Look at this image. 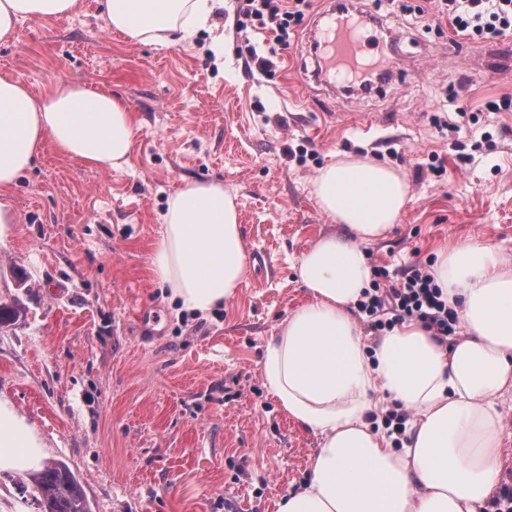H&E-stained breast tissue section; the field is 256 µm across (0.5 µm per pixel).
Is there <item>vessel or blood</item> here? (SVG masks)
<instances>
[{
    "label": "vessel or blood",
    "mask_w": 512,
    "mask_h": 512,
    "mask_svg": "<svg viewBox=\"0 0 512 512\" xmlns=\"http://www.w3.org/2000/svg\"><path fill=\"white\" fill-rule=\"evenodd\" d=\"M317 76L335 75L348 81L371 68L390 74L401 68L390 33L365 9H354L334 0L320 17L309 43Z\"/></svg>",
    "instance_id": "obj_1"
}]
</instances>
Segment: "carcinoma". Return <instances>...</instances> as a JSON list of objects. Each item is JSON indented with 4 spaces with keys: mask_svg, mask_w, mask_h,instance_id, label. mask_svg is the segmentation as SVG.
Listing matches in <instances>:
<instances>
[{
    "mask_svg": "<svg viewBox=\"0 0 512 512\" xmlns=\"http://www.w3.org/2000/svg\"><path fill=\"white\" fill-rule=\"evenodd\" d=\"M29 477L40 493L42 512H88L84 490L65 463L49 462Z\"/></svg>",
    "mask_w": 512,
    "mask_h": 512,
    "instance_id": "carcinoma-1",
    "label": "carcinoma"
}]
</instances>
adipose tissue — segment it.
I'll list each match as a JSON object with an SVG mask.
<instances>
[{
  "mask_svg": "<svg viewBox=\"0 0 512 512\" xmlns=\"http://www.w3.org/2000/svg\"><path fill=\"white\" fill-rule=\"evenodd\" d=\"M78 0H0V44L27 19L75 11ZM213 0H100L109 30L136 42H169L206 21ZM137 122L119 96L60 83L43 98L0 77V237L17 214L10 195L46 144L86 164L128 163ZM312 193L340 225L295 266L309 292L266 340L263 385L298 425L319 437L308 479L278 512H481L495 492L512 437L501 403L512 401V261L490 241L440 249L431 267L460 332L438 341L404 320L377 338L354 310L371 287L366 248L386 239L409 200L397 170L358 157L328 163ZM152 272L183 310L208 314L232 300L248 274L234 196L219 181H187L170 195ZM411 413L401 447L373 420L379 405ZM47 448L0 400V471L36 469Z\"/></svg>",
  "mask_w": 512,
  "mask_h": 512,
  "instance_id": "1",
  "label": "adipose tissue"
}]
</instances>
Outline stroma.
Wrapping results in <instances>:
<instances>
[{
    "mask_svg": "<svg viewBox=\"0 0 512 512\" xmlns=\"http://www.w3.org/2000/svg\"><path fill=\"white\" fill-rule=\"evenodd\" d=\"M242 0L170 44L108 31L99 0L26 20L0 44V77L34 97L61 82L125 98L137 121L124 169L94 168L45 146L14 187L0 239V399L81 483L89 512H276L301 487L319 439L262 385L264 344L307 298L294 264L339 225L317 206L318 170L344 155L393 167L411 200L371 267L433 264L442 245L491 240L512 258V75L483 66L487 42L457 34L435 0H368L401 33L405 75L373 94L301 79L328 0H310L287 48L252 35L265 71L244 67ZM471 127L441 133L454 97ZM473 160L459 168L455 150ZM440 157L443 172L430 164ZM220 181L235 197L249 272L206 315L180 309L152 273L171 193ZM0 512H40L27 475L0 471Z\"/></svg>",
    "mask_w": 512,
    "mask_h": 512,
    "instance_id": "obj_1",
    "label": "stroma"
}]
</instances>
